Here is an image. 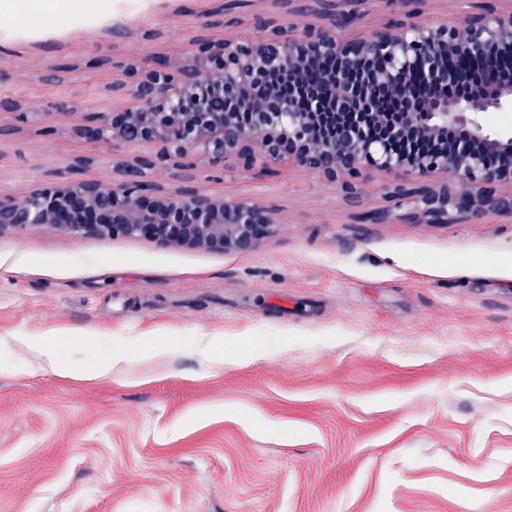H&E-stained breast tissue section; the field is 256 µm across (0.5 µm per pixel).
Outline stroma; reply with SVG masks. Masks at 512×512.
<instances>
[{
  "label": "stroma",
  "instance_id": "35a3bbf8",
  "mask_svg": "<svg viewBox=\"0 0 512 512\" xmlns=\"http://www.w3.org/2000/svg\"><path fill=\"white\" fill-rule=\"evenodd\" d=\"M280 0H98L87 18L0 14V196L115 183L149 143H89L123 104L129 61L189 57ZM89 165H81V158ZM149 180L257 202L274 235L245 253L0 236V512H512V214L371 224L397 178L358 204L293 164L234 158ZM113 348L111 377L54 371ZM160 336L158 363L141 338Z\"/></svg>",
  "mask_w": 512,
  "mask_h": 512
}]
</instances>
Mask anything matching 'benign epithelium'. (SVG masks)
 Listing matches in <instances>:
<instances>
[{
	"mask_svg": "<svg viewBox=\"0 0 512 512\" xmlns=\"http://www.w3.org/2000/svg\"><path fill=\"white\" fill-rule=\"evenodd\" d=\"M318 23L256 16L222 41L200 38L185 60L133 61L112 93L127 104L92 114L87 141L152 142L160 152L120 163L112 185L70 179L22 200L0 198V235L47 227L103 239L145 238L216 253L246 252L273 233L258 203L178 194L144 169L256 155L293 163L359 201L371 171H408L390 187L395 207L366 213L373 224H454L490 211L512 214V135L494 133L486 112L512 110V9L485 8L459 23L420 19L428 0L373 32L341 36L366 0H282ZM458 137L448 139V133Z\"/></svg>",
	"mask_w": 512,
	"mask_h": 512,
	"instance_id": "benign-epithelium-1",
	"label": "benign epithelium"
}]
</instances>
